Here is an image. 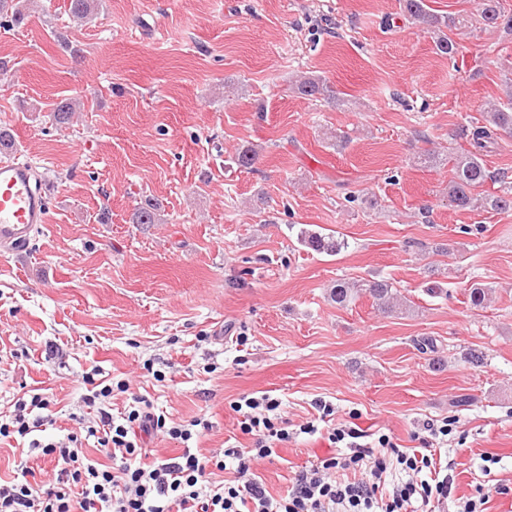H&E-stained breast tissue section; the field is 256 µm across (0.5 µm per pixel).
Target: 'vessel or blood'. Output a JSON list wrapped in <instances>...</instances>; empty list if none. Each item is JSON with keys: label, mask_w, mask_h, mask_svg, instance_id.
<instances>
[{"label": "vessel or blood", "mask_w": 512, "mask_h": 512, "mask_svg": "<svg viewBox=\"0 0 512 512\" xmlns=\"http://www.w3.org/2000/svg\"><path fill=\"white\" fill-rule=\"evenodd\" d=\"M48 202L33 165L0 161V249L23 252L32 233L47 223Z\"/></svg>", "instance_id": "1"}]
</instances>
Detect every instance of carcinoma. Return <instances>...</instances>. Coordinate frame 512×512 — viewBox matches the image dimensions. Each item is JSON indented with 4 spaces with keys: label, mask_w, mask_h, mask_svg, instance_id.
I'll list each match as a JSON object with an SVG mask.
<instances>
[{
    "label": "carcinoma",
    "mask_w": 512,
    "mask_h": 512,
    "mask_svg": "<svg viewBox=\"0 0 512 512\" xmlns=\"http://www.w3.org/2000/svg\"><path fill=\"white\" fill-rule=\"evenodd\" d=\"M404 10L420 25L432 32L457 26L453 16L432 13L425 0H404ZM96 8V0H69V13L74 19H89ZM31 0H0V26L19 24L28 16ZM481 24L490 28L501 27L512 31V16L505 14L500 0H479ZM297 94L307 98L325 101L335 99V91L319 77H306L295 85ZM82 101L76 97H65L54 105L53 120L56 124L68 125L75 114L81 111ZM469 148L462 149L449 157L452 162L451 177L448 180V201L460 210H484L508 212L512 210V186L508 184L506 172L495 173L486 166L483 153L497 144L502 137H512V93L507 94V103L493 104L482 112L481 123L472 127L468 134ZM503 185L502 193H490L484 189L487 183ZM162 203L146 198L135 208L134 224H160ZM303 246L325 255H336L346 243L334 233L303 230L300 233ZM367 294L376 307L384 313L393 311L403 304V299L393 292L385 280L362 279L350 281L338 278L331 285L328 296L339 307H347L361 295Z\"/></svg>",
    "instance_id": "obj_1"
}]
</instances>
